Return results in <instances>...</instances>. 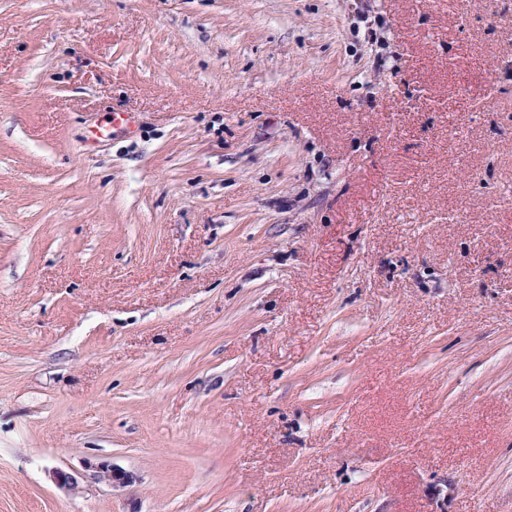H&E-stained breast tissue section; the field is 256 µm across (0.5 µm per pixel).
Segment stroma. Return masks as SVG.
<instances>
[{
	"label": "stroma",
	"instance_id": "stroma-1",
	"mask_svg": "<svg viewBox=\"0 0 512 512\" xmlns=\"http://www.w3.org/2000/svg\"><path fill=\"white\" fill-rule=\"evenodd\" d=\"M509 194L512 0H0V512H512ZM52 478L58 487L68 491L83 489L84 484H105L113 489L128 487L135 482L131 474L116 468L108 461L91 460L85 463L82 473L55 469Z\"/></svg>",
	"mask_w": 512,
	"mask_h": 512
}]
</instances>
